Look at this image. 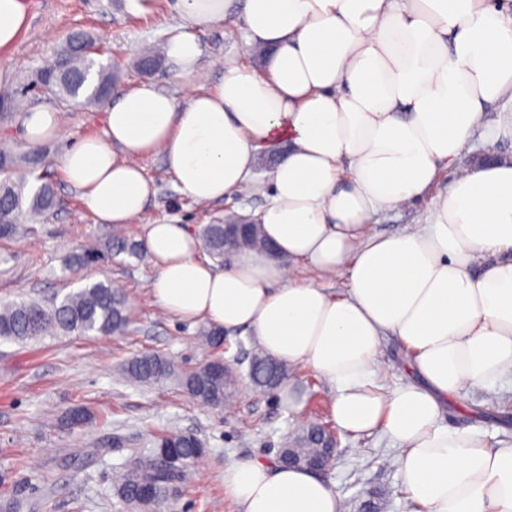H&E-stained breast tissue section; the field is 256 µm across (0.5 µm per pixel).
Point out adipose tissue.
Returning <instances> with one entry per match:
<instances>
[{
	"label": "adipose tissue",
	"mask_w": 512,
	"mask_h": 512,
	"mask_svg": "<svg viewBox=\"0 0 512 512\" xmlns=\"http://www.w3.org/2000/svg\"><path fill=\"white\" fill-rule=\"evenodd\" d=\"M182 32L166 43L193 74L199 35L241 14L264 69L228 63L184 100L147 85L106 106V130L61 158L65 182L97 222L138 221L154 193L137 157L162 151L181 190L209 204L252 187L261 152L281 157L250 218L275 254L218 266L181 224L145 227L151 291L179 319L250 330L276 360L316 372L332 417L400 447L420 512H512V448L445 425L466 386L512 377V162L465 168L478 129L512 138V0H175ZM446 187L425 223L365 236L372 216ZM305 264L347 276L334 295L293 279ZM406 350L407 382L378 384L387 337ZM240 512H344L331 480L277 461L225 468Z\"/></svg>",
	"instance_id": "1"
}]
</instances>
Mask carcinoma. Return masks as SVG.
<instances>
[{
    "label": "carcinoma",
    "instance_id": "cac0c4a2",
    "mask_svg": "<svg viewBox=\"0 0 512 512\" xmlns=\"http://www.w3.org/2000/svg\"><path fill=\"white\" fill-rule=\"evenodd\" d=\"M95 42L82 31L70 32L54 52L49 67L39 70L34 77L14 90L0 93V110H16L24 101L36 95H53L80 105H92L104 99L103 90L112 87V68L96 60V54L86 50ZM43 155L32 152L17 155L7 146L0 147V170L6 171L24 165L33 173L43 166ZM59 206V198L52 182L36 177V184L26 180L0 184V238L11 239L21 231L29 230L47 213ZM234 219L224 223L205 224L198 230L199 239L211 257L224 262L246 250H262L264 238L258 228L252 227L245 235L233 231ZM126 253L138 257L142 249L116 234L104 248H89L77 255L73 264L84 266ZM129 323L124 298L109 280H100L54 298L47 303L22 300L0 304V338L26 341L42 336L79 334L118 335ZM249 378L254 389L262 392L280 391L287 386L290 369L259 348L248 353ZM224 362L220 355L198 368L180 376L189 396L204 405L221 407L236 395L237 372L228 367L227 378L218 377L213 366ZM124 375L138 383L152 384L175 375L173 361L159 355H143L128 362ZM164 446L178 452L191 463L202 451L198 440L187 433L167 432L155 440V447ZM292 457L299 466L324 455L322 428L310 424L289 442ZM184 473L168 469L158 452L139 457L133 471L124 474L118 494L127 503L142 500L145 486L153 488L148 500L150 512H161L170 498L178 492Z\"/></svg>",
    "mask_w": 512,
    "mask_h": 512
}]
</instances>
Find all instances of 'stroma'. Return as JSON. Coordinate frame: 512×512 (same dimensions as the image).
Returning a JSON list of instances; mask_svg holds the SVG:
<instances>
[{"label":"stroma","mask_w":512,"mask_h":512,"mask_svg":"<svg viewBox=\"0 0 512 512\" xmlns=\"http://www.w3.org/2000/svg\"><path fill=\"white\" fill-rule=\"evenodd\" d=\"M27 3L28 28L10 51L0 54V65L13 67L17 84L47 64L53 48L79 29L102 47L101 61L117 72L120 91L147 83L181 100L190 89L216 83L224 61L256 62L246 50L244 26L236 20L201 34L202 56L195 74L177 77L165 62L146 76L135 66L136 53L146 44L164 47L177 32L172 0H154L151 12L144 15L129 12L127 0ZM34 104L54 108L64 130L62 140L40 147L43 172L63 205L33 225L29 234L0 240V300H47L107 278L124 294L129 326L121 335H71L23 345L0 340V474L7 477L0 483V505L13 503L16 512H130L117 494L120 474L152 450L157 436L181 431L201 440L206 452L188 469L169 512H238L224 493L225 468L245 458L274 459L282 443L303 426L330 423V389L309 370L298 368L289 378L287 399L281 400L256 391L243 365L237 399L224 408L196 402L173 379L150 385L123 379V366L144 353L168 357L182 370L206 362L213 355L203 340L210 327L202 321L178 320L155 303L151 254H121L101 265L72 266L76 253L103 245L112 228L96 223L79 190L63 180L60 159L80 138L104 134L105 107H72L52 96L35 99ZM139 164L156 194L142 219L124 228L125 235L138 242L146 225L156 221L195 231L266 202L271 172L262 164L255 169L252 191L207 207L197 206L178 189L161 154L144 156ZM434 202L429 194L411 208L380 211L367 231L390 234L424 223ZM458 399L464 409L450 412L449 425L476 426L490 447H512V422L476 412L478 405L487 404L512 414L511 384L467 387ZM78 406L87 407L92 419L72 429L66 417ZM397 456L396 447L381 433H340L326 476L348 502V512H357L359 503L374 497L384 503V512H411L402 495Z\"/></svg>","instance_id":"1"}]
</instances>
